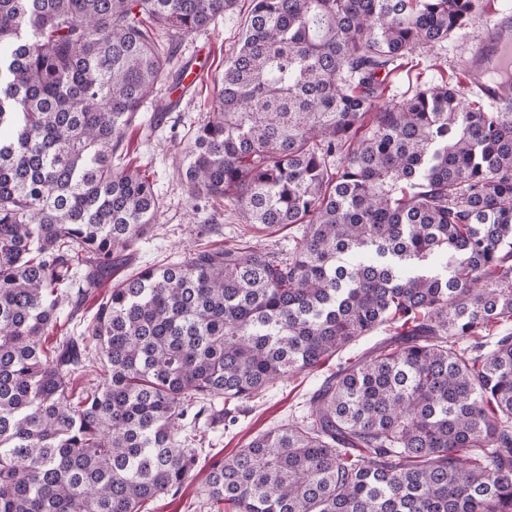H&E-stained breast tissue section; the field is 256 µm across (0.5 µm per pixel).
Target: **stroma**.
Here are the masks:
<instances>
[{
    "label": "stroma",
    "instance_id": "obj_1",
    "mask_svg": "<svg viewBox=\"0 0 512 512\" xmlns=\"http://www.w3.org/2000/svg\"><path fill=\"white\" fill-rule=\"evenodd\" d=\"M508 7H512V0H485L483 10L451 34L441 47L432 51L417 49L413 66L399 67L390 73L384 100L400 101L412 96L417 88L451 82L461 76L462 62L470 49L482 40L487 24L494 20L498 11ZM250 9L251 0H238L234 10L226 13L218 25L183 38L180 58L205 61L208 69L203 78L162 121H154L152 105H145L143 120L156 125L152 136H144L137 127L129 131L124 142L127 158L154 181L162 207L150 233L131 247L125 260L114 267L113 279L184 258L200 243L219 247L234 242L239 227L237 217L225 214L218 231L208 232L206 219L210 210L206 207L193 210L187 190L177 176L176 162L186 145V132L209 106L215 76L223 72L225 63L239 45ZM336 367V359L331 358L313 372L277 381L254 399L248 412L239 415L237 422L231 425L224 422L223 401H216L211 415L202 417L199 423L185 425L181 433L186 447L200 451L197 469L177 494L169 493L146 502L143 512H218L205 494L210 464L233 455L257 434L305 415L310 396Z\"/></svg>",
    "mask_w": 512,
    "mask_h": 512
}]
</instances>
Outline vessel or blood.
Listing matches in <instances>:
<instances>
[{
  "mask_svg": "<svg viewBox=\"0 0 512 512\" xmlns=\"http://www.w3.org/2000/svg\"><path fill=\"white\" fill-rule=\"evenodd\" d=\"M512 68V12L502 11L493 25L487 27L481 42L463 64L464 83L468 90L490 103L512 98V82L484 77V70Z\"/></svg>",
  "mask_w": 512,
  "mask_h": 512,
  "instance_id": "b4317fda",
  "label": "vessel or blood"
}]
</instances>
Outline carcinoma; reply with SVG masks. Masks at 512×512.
Wrapping results in <instances>:
<instances>
[{
  "label": "carcinoma",
  "instance_id": "1",
  "mask_svg": "<svg viewBox=\"0 0 512 512\" xmlns=\"http://www.w3.org/2000/svg\"><path fill=\"white\" fill-rule=\"evenodd\" d=\"M178 167L288 254L199 245L112 284L161 209L123 165L171 45L237 0H0V512H141L179 439L283 377L337 366L303 419L211 465L231 512H512V104L458 85L381 102L391 66L482 0H252ZM497 333L486 352L474 337ZM101 377L75 395L90 348ZM251 234L249 244L251 246L264 250L286 251L292 243V238L297 235V229L294 226H287L272 232L258 228L254 229Z\"/></svg>",
  "mask_w": 512,
  "mask_h": 512
}]
</instances>
